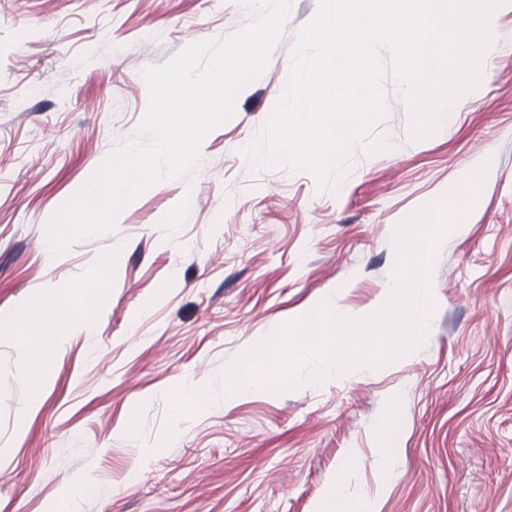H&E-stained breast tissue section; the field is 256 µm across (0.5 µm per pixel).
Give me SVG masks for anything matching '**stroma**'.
Returning <instances> with one entry per match:
<instances>
[{
    "mask_svg": "<svg viewBox=\"0 0 512 512\" xmlns=\"http://www.w3.org/2000/svg\"><path fill=\"white\" fill-rule=\"evenodd\" d=\"M317 0H291L263 74L237 95L184 176L150 185L115 231L48 253L46 225L149 103L143 72L253 25L252 0H0V325L67 289L84 314L40 379L0 337V512H318L346 475L357 512H512V0L492 17L488 77L453 123L410 135L387 113L336 183L253 167ZM490 161L447 217L416 357L274 393L224 397L239 355L321 300L352 315L385 301L392 236L418 207ZM213 407L179 420L186 382ZM397 449L390 476L376 451Z\"/></svg>",
    "mask_w": 512,
    "mask_h": 512,
    "instance_id": "obj_1",
    "label": "stroma"
}]
</instances>
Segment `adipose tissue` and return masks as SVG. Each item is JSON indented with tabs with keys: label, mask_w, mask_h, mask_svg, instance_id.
I'll use <instances>...</instances> for the list:
<instances>
[{
	"label": "adipose tissue",
	"mask_w": 512,
	"mask_h": 512,
	"mask_svg": "<svg viewBox=\"0 0 512 512\" xmlns=\"http://www.w3.org/2000/svg\"><path fill=\"white\" fill-rule=\"evenodd\" d=\"M80 317L67 294L53 290L28 306L14 326L1 327L0 335L16 338L28 353L35 356L30 374L38 377L45 368L47 349L62 345Z\"/></svg>",
	"instance_id": "1"
}]
</instances>
